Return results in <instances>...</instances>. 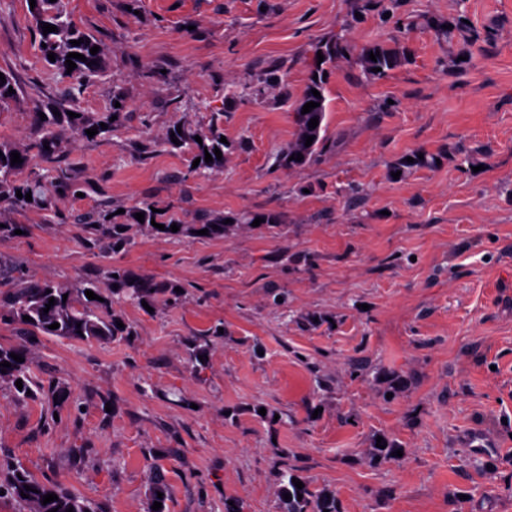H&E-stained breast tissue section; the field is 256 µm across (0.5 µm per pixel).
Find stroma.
Wrapping results in <instances>:
<instances>
[{"label": "stroma", "instance_id": "obj_1", "mask_svg": "<svg viewBox=\"0 0 512 512\" xmlns=\"http://www.w3.org/2000/svg\"><path fill=\"white\" fill-rule=\"evenodd\" d=\"M68 9L110 61L76 107L110 111L121 87L124 124L106 140L65 134L84 197L0 212L28 227L0 245V260L63 284L120 264L184 294L150 312L115 304L134 330L127 342L43 338L32 374L54 375L67 400L55 414L0 380V460L101 512H146L156 464L167 512H224L228 498L241 512H282L280 461L333 492L339 512H512V0ZM455 16L480 38L452 74L462 38L437 39L425 21ZM336 36L357 49L398 42L411 58L370 84L338 62L317 160L279 169L312 47ZM0 69L20 88L0 109V142L28 143L33 101L61 88L40 58L29 0H0ZM269 70L272 86L257 80ZM177 123L223 127L235 144L223 169L184 177L183 154L164 143ZM418 151L439 165L388 178ZM145 200L190 223L267 211L282 221L193 241L144 227L111 255L57 219ZM219 322L223 337L192 363L188 341ZM380 441L398 456H378Z\"/></svg>", "mask_w": 512, "mask_h": 512}]
</instances>
